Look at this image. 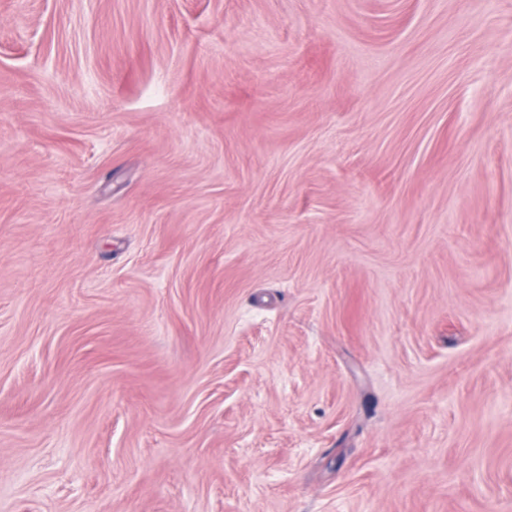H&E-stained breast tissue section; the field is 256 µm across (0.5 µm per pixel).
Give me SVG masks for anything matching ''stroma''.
Listing matches in <instances>:
<instances>
[{
  "label": "stroma",
  "instance_id": "obj_1",
  "mask_svg": "<svg viewBox=\"0 0 512 512\" xmlns=\"http://www.w3.org/2000/svg\"><path fill=\"white\" fill-rule=\"evenodd\" d=\"M0 512H512V0H0Z\"/></svg>",
  "mask_w": 512,
  "mask_h": 512
}]
</instances>
